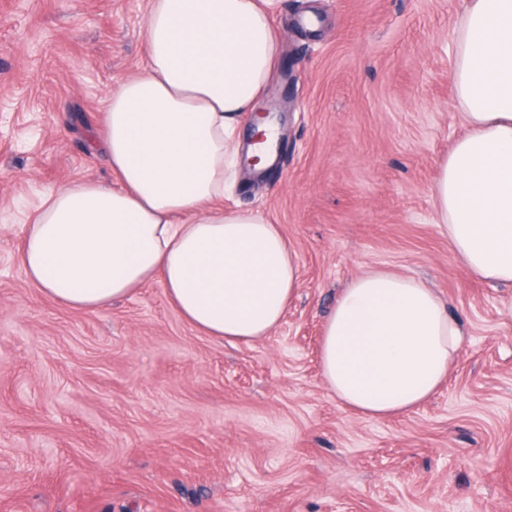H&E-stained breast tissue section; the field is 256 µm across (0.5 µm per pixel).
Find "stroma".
Returning a JSON list of instances; mask_svg holds the SVG:
<instances>
[{"label": "stroma", "mask_w": 512, "mask_h": 512, "mask_svg": "<svg viewBox=\"0 0 512 512\" xmlns=\"http://www.w3.org/2000/svg\"><path fill=\"white\" fill-rule=\"evenodd\" d=\"M145 4L0 0V512H512V288L471 276L434 222L466 132V0H281L260 101L278 161L224 204L280 226L300 282L246 344L193 329L160 281L85 313L16 262L44 189L114 185L104 100L141 68ZM371 269L433 288L464 331L444 383L398 417L345 407L319 366L327 315Z\"/></svg>", "instance_id": "1"}]
</instances>
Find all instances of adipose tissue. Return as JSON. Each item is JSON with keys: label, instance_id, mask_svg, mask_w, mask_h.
Listing matches in <instances>:
<instances>
[{"label": "adipose tissue", "instance_id": "obj_1", "mask_svg": "<svg viewBox=\"0 0 512 512\" xmlns=\"http://www.w3.org/2000/svg\"><path fill=\"white\" fill-rule=\"evenodd\" d=\"M280 0H150L146 61L104 103L101 148L118 185L46 189L18 263L56 302L93 313L160 280L203 334L250 343L299 285L296 251L259 209L224 205L241 155L271 165L279 127L241 144L281 53ZM452 80L468 131L434 183V221L472 275L512 286V0H469ZM461 329L413 278L370 271L342 290L320 340L324 381L345 407L400 416L444 382Z\"/></svg>", "mask_w": 512, "mask_h": 512}]
</instances>
